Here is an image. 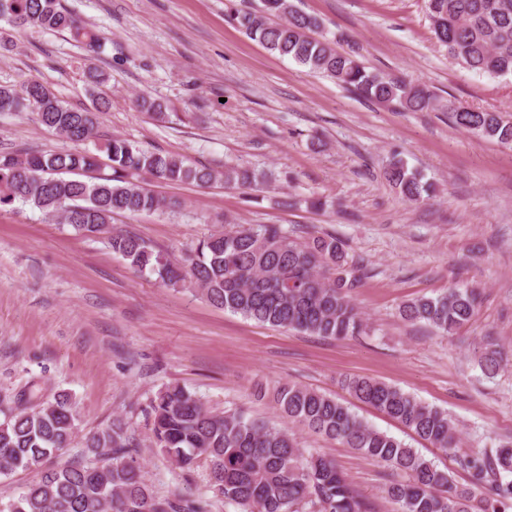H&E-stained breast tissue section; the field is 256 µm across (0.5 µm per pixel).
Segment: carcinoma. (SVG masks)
I'll return each instance as SVG.
<instances>
[{
  "label": "carcinoma",
  "mask_w": 512,
  "mask_h": 512,
  "mask_svg": "<svg viewBox=\"0 0 512 512\" xmlns=\"http://www.w3.org/2000/svg\"><path fill=\"white\" fill-rule=\"evenodd\" d=\"M435 42L463 68L491 76L512 75V0H426ZM0 19L18 28L66 32L91 52L100 36L80 25L61 0H0ZM229 19L269 51L290 57L314 73L341 83L359 97L408 112H446L456 127L503 145H512V120L499 112L446 101L428 85L370 70L356 51L340 52L335 42L318 39L316 18L291 0H260L249 11L229 9ZM74 109L46 85L31 81L0 86V112L33 108L40 121L71 143L65 151L0 153V210L29 205L46 219L70 225L83 235L108 232L112 216L175 209L146 189L139 178L167 184L226 185L251 188L260 176L243 167L224 171L197 167L161 150L144 149L120 136L81 148L93 137L97 112ZM106 157L111 174L84 178ZM387 181L410 201L429 198L433 184L393 156ZM112 252L134 271H149L172 288H185L210 304L262 324L330 339L368 333V323L351 299L356 272L333 235L297 242L277 224H230L213 232L173 261L142 239L114 232ZM476 288H450L399 307L402 320L423 322L452 336L470 322L480 305ZM488 375L500 368L499 352L488 343L476 351ZM342 386L356 401L399 423L412 435L444 453H455L468 480L459 483L448 470L404 441L364 422L344 402L314 389L281 384L273 401L281 417L354 450L394 474L384 488L393 512H512V444L494 450L458 452L459 439L448 412L418 400L403 389L371 378L352 377ZM151 434L182 470L203 462L214 496L240 512H370L333 460L305 453L287 429L240 411L214 414L180 385L161 390L150 405ZM0 474L18 469L36 478L7 505L6 512H201L202 507L161 495L149 485L141 464L130 456L127 427L120 419L84 437L89 461L47 463L60 457L77 433L69 396H44L30 386L2 409Z\"/></svg>",
  "instance_id": "1"
}]
</instances>
